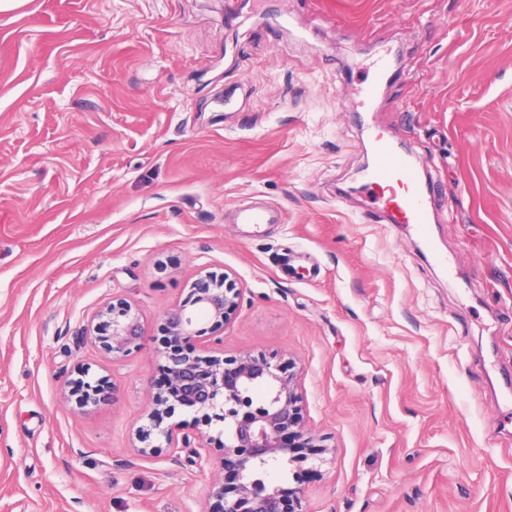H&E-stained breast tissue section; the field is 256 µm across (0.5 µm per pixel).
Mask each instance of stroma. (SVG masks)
<instances>
[{"label":"stroma","instance_id":"obj_1","mask_svg":"<svg viewBox=\"0 0 512 512\" xmlns=\"http://www.w3.org/2000/svg\"><path fill=\"white\" fill-rule=\"evenodd\" d=\"M371 126L446 192L369 220ZM256 201L282 224L225 219ZM241 290L219 357L295 362L306 512H512V0H25L0 12V512H204L136 456L164 312ZM142 348L83 337L111 299ZM111 389L77 407L78 367ZM389 62L385 59H380L375 66L371 81L359 90V107L361 109L358 114L361 116V112H368L371 104L375 98L379 85L388 79Z\"/></svg>","mask_w":512,"mask_h":512}]
</instances>
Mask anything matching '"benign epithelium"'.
<instances>
[{
    "mask_svg": "<svg viewBox=\"0 0 512 512\" xmlns=\"http://www.w3.org/2000/svg\"><path fill=\"white\" fill-rule=\"evenodd\" d=\"M241 291L226 274L198 278L183 303L164 315L161 354L168 362L167 380L151 392L149 425L139 433L147 445L141 456L168 450L171 461L204 467L212 446L224 451V477L211 486L209 512H304L301 488L285 489L266 480V473L288 464L300 484L317 471V449L305 429L301 398L292 364L264 355L221 358L197 353L212 342V330L225 326L240 306ZM107 352L127 356L141 349L145 336L138 313L118 299L106 304L86 328ZM69 396L85 406L96 401L98 386L79 369ZM182 408L193 413L194 432L180 423H165ZM220 423L218 435L208 432ZM186 456H181V452Z\"/></svg>",
    "mask_w": 512,
    "mask_h": 512,
    "instance_id": "1",
    "label": "benign epithelium"
}]
</instances>
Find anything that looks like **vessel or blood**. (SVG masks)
I'll return each mask as SVG.
<instances>
[{
	"mask_svg": "<svg viewBox=\"0 0 512 512\" xmlns=\"http://www.w3.org/2000/svg\"><path fill=\"white\" fill-rule=\"evenodd\" d=\"M390 65L379 60L371 81L359 90V107L368 111L379 85L388 77ZM372 164L365 172L363 187L377 204L383 218L392 224L413 225L420 237H427L428 224L434 223L441 209L442 193L433 184L423 185L409 154L401 152L383 134H376L372 143ZM239 224H278L283 213L262 204L243 205L236 209Z\"/></svg>",
	"mask_w": 512,
	"mask_h": 512,
	"instance_id": "vessel-or-blood-1",
	"label": "vessel or blood"
}]
</instances>
